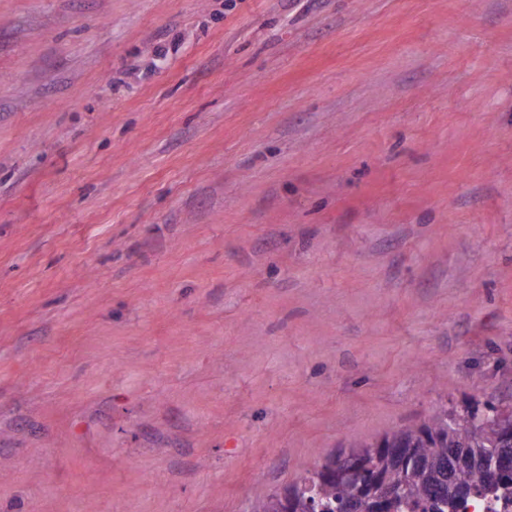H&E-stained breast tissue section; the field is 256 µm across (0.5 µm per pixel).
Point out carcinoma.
Instances as JSON below:
<instances>
[{
	"label": "carcinoma",
	"instance_id": "carcinoma-1",
	"mask_svg": "<svg viewBox=\"0 0 512 512\" xmlns=\"http://www.w3.org/2000/svg\"><path fill=\"white\" fill-rule=\"evenodd\" d=\"M512 408L438 405L420 425L305 469L251 512H512V468L493 473Z\"/></svg>",
	"mask_w": 512,
	"mask_h": 512
}]
</instances>
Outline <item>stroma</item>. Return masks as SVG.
<instances>
[{"mask_svg":"<svg viewBox=\"0 0 512 512\" xmlns=\"http://www.w3.org/2000/svg\"><path fill=\"white\" fill-rule=\"evenodd\" d=\"M512 406V0H0V512H250Z\"/></svg>","mask_w":512,"mask_h":512,"instance_id":"stroma-1","label":"stroma"}]
</instances>
